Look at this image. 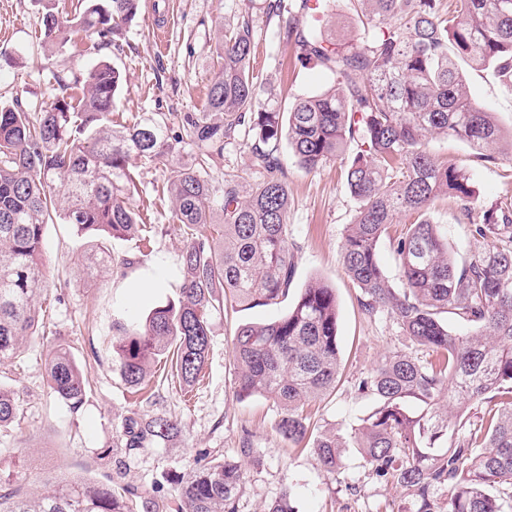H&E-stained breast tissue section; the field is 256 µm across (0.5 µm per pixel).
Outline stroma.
<instances>
[{
	"label": "stroma",
	"mask_w": 512,
	"mask_h": 512,
	"mask_svg": "<svg viewBox=\"0 0 512 512\" xmlns=\"http://www.w3.org/2000/svg\"><path fill=\"white\" fill-rule=\"evenodd\" d=\"M268 0H142L140 13L115 46L98 54L58 53L44 46L40 33L48 0H0V104L35 111L49 103L54 91L51 72L82 75L98 59L118 67L124 83L113 119L130 123L142 116L167 117L176 127L177 114L200 112L217 70L225 31L241 17H250L256 55L253 63L261 101L288 111L299 98L329 88L334 77L306 61L295 43L279 33L284 17L269 13ZM473 97L493 112L503 131L512 130V88L492 70L466 69ZM440 158L472 174L478 209L464 213L456 199L437 201L434 223L448 231V248L468 257L473 240L469 228L480 220L481 206L512 198V179L498 163L481 161L463 142L432 141ZM183 150L167 161L135 157L130 170L139 192L138 207L151 230L146 239H113L112 266L89 272L79 255L83 242L71 225L54 219L44 230L42 261L49 312L38 336L22 351L20 361L0 365V386L19 398L20 420L0 429V478L27 496L57 484L88 479L114 490L135 489L173 512L181 479L197 460H238L244 479L238 512H263L291 490L295 512H407L409 504L395 484L371 475L357 449L345 451L343 480L319 463L311 441L295 445L276 430L277 404L262 396L239 399L234 382L231 343L238 324L269 322L286 313L287 304L257 305L214 315L203 380L189 394L177 382L156 373L150 399H133L113 358L117 323L144 322L156 306L177 298L182 279L180 253L184 238L174 221L163 188L171 168L186 161ZM288 187V239L293 247L292 289L301 291L314 278L336 290L341 369L335 390L308 408L314 433L350 435L374 407L372 396L360 393L359 381L393 351H414L396 319L387 312L368 315L361 291L346 275L341 247L357 203L341 175L339 162L308 171L282 152ZM237 176L243 191L263 179L251 147L239 140L216 160L211 175ZM71 346L77 365L92 379L82 407L70 411L50 389L45 359L55 343ZM166 414L181 432L157 446L129 451L122 447L128 418Z\"/></svg>",
	"instance_id": "35a3bbf8"
}]
</instances>
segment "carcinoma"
<instances>
[{"label": "carcinoma", "mask_w": 512, "mask_h": 512, "mask_svg": "<svg viewBox=\"0 0 512 512\" xmlns=\"http://www.w3.org/2000/svg\"><path fill=\"white\" fill-rule=\"evenodd\" d=\"M363 29L360 45L324 39L297 15L282 39L295 38L305 58L335 75V84L299 99L288 112L261 104L250 71L252 23L242 17L225 37L218 73L202 112L179 117L170 137L164 119L113 123L122 72L100 60L85 76L55 75V95L35 114L0 107V364L22 352L41 325L44 229L53 215L87 238L88 267L109 266L107 242L140 232L131 207L132 156L150 161L189 148L172 170L168 199L185 234L177 299L155 307L143 326L120 327L113 353L133 393L147 387L151 367L170 358L173 376L193 387L210 347V320L224 308L288 299L293 252L288 241L290 195L280 156L282 142L311 171L339 160L357 202L342 244L347 275L370 314L384 309L403 334L434 357L395 351L358 391L376 406L351 441L328 432L313 449L328 472L345 470L342 449H358L371 474L406 493L408 512H512V202L482 208L472 236L483 249L457 262L448 233L431 222L443 196L465 211L475 203L470 173L438 161L428 149L437 137L467 143L479 159L512 158L492 113L469 97L459 62L493 66L512 85V0H349ZM141 0H83L69 24L59 11L43 20L51 50L89 53L139 14ZM252 142L263 182L244 197L239 182H216L211 163L224 146ZM221 213L220 220L214 219ZM414 221L393 239L400 268L394 283L378 245L400 215ZM468 327L453 331L442 315ZM334 288L315 279L284 316L237 327L232 358L238 398L260 395L280 408L277 430L300 443L310 434L305 408L336 388L341 359ZM51 389L71 411L84 404L89 380L70 346L53 347L46 366ZM424 405L410 415L405 402ZM475 403L493 405L466 436ZM21 411L16 394L0 388V427ZM178 421L164 415L128 419L124 447L166 443ZM241 465L234 459L200 463L179 482L177 512H238ZM0 512H157L135 490L121 497L109 487L67 483L27 499L0 490Z\"/></svg>", "instance_id": "obj_1"}]
</instances>
